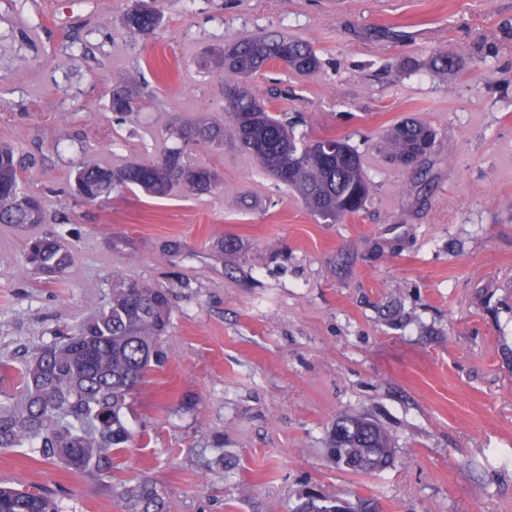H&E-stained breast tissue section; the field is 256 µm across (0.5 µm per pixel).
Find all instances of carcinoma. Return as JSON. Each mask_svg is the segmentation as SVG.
Masks as SVG:
<instances>
[{"instance_id":"obj_1","label":"carcinoma","mask_w":512,"mask_h":512,"mask_svg":"<svg viewBox=\"0 0 512 512\" xmlns=\"http://www.w3.org/2000/svg\"><path fill=\"white\" fill-rule=\"evenodd\" d=\"M160 6L136 8L121 17L132 38L147 39L163 25ZM214 61L239 81L224 84L225 118L199 114L172 125L169 137L182 143L166 147L153 159L108 163L92 153L72 173L73 193L85 205L103 203L125 188L163 198L174 190L199 196L216 190L218 174L198 163L190 145L224 147L229 134L260 168L296 192L310 212L336 222L363 210L373 184L361 155L344 138H298L286 112H274L256 99L247 81L273 64L309 75L320 68L317 52L306 42L263 33L214 54ZM436 69L446 74L462 68L461 58L439 52ZM147 96L146 87L128 81L112 88L108 107L125 120ZM434 129L416 119L403 120L383 136L379 152L402 167L411 157L424 160L435 149ZM337 144L333 152L326 146ZM28 166L18 147L0 140V224L25 232L26 266L48 279H62L73 261L72 245L60 236L33 235L49 223L45 197L26 188ZM171 321L168 292L145 280L112 273L99 311L73 336L39 347L22 374L17 395L0 398V449L32 448L39 458L75 474L112 479L117 459L133 447V406L147 378L168 360L165 338ZM326 455L335 467L356 473H379L393 462L389 434L365 415H344L328 432ZM121 498L132 512H168L167 501L147 479L123 488ZM0 512H63L58 496L41 489L0 487ZM290 512H380L365 498L345 500L309 494Z\"/></svg>"}]
</instances>
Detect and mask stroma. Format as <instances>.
Wrapping results in <instances>:
<instances>
[{"label":"stroma","mask_w":512,"mask_h":512,"mask_svg":"<svg viewBox=\"0 0 512 512\" xmlns=\"http://www.w3.org/2000/svg\"><path fill=\"white\" fill-rule=\"evenodd\" d=\"M131 4L0 0V138L35 158L47 230L76 250L64 279L42 280L23 235L0 229V389L98 308L117 269L172 305L168 362L135 400L146 437L117 479L147 477L172 512H290L310 492L382 512H512V0H162L158 35L138 41L120 27ZM272 31L322 66L249 84L306 137L358 149L373 181L358 216L323 222L229 140L192 149L221 176L212 195L67 193L84 150L150 159L170 125L222 114L211 53ZM441 50L464 69L439 76ZM129 79L148 95L119 125L107 94ZM408 117L436 147L398 168L377 144ZM229 238L236 251L219 252ZM352 413L391 435L385 471L328 461V431ZM1 483L58 493L65 512H129L26 448L0 451Z\"/></svg>","instance_id":"1"}]
</instances>
